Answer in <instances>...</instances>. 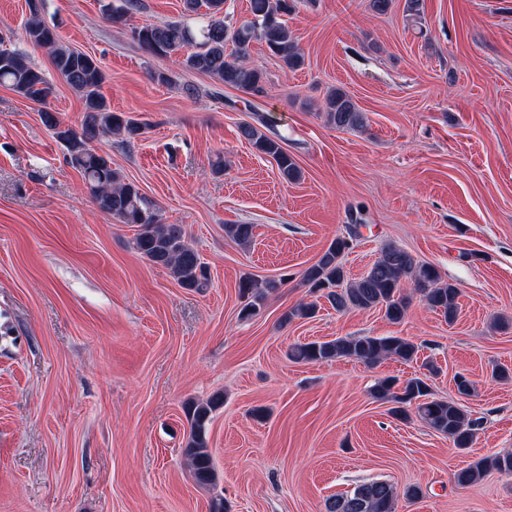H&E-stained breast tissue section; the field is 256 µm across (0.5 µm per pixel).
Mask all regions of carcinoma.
<instances>
[{
  "label": "carcinoma",
  "mask_w": 512,
  "mask_h": 512,
  "mask_svg": "<svg viewBox=\"0 0 512 512\" xmlns=\"http://www.w3.org/2000/svg\"><path fill=\"white\" fill-rule=\"evenodd\" d=\"M224 4L225 0H183L184 15L205 20L198 30H193L184 20L162 25L146 23L132 28V39L150 56L176 54L181 67L202 72L225 86L251 95L266 92L263 70L245 62L252 42L265 44L268 51L291 70L304 65V55L286 20L294 10L293 0H249L250 18L238 26L224 21ZM140 5V0H115L107 8L108 19L122 23L129 14L139 10ZM42 6L43 0H28L26 36L30 43L49 52L55 71L84 102L80 129L63 123L57 113L49 109L47 101L52 94L51 84L25 53L0 49V85L42 104V123L66 148L69 163L81 173L97 209L119 224L137 227L134 248L149 262L167 268L181 287L204 291L209 287L208 272L184 228L179 224L163 223L137 185L112 167V158L103 149L104 139L108 137H118L125 143L138 138L144 124L122 112L112 111L101 92L105 75L100 62L62 44L56 28L42 18ZM230 42L235 46V52L228 55L226 45ZM323 115L327 124L338 130L363 127V116L356 103L340 88L327 93ZM239 134L257 152L276 161L285 182L300 177L296 162L284 149L278 135H269L249 122L239 126ZM254 230L253 224L224 225L227 237L241 245L252 242ZM347 249V239L333 240L317 262L303 272V282L310 291L321 294L336 311L379 307L388 320L397 323L408 309L402 289L411 284L431 309L449 321L455 319L458 289L442 280L433 265L420 263L404 249L389 245L381 250L361 278L347 283L341 262ZM275 288L277 284L273 281L243 278L239 283V293L245 299L242 317L254 315L267 294ZM316 308L314 303H300L283 314L282 322L307 318ZM288 355L296 362L305 363L340 358L365 364L388 358L410 363L417 359L418 347L399 336H339L325 342L295 344ZM371 394L379 401L394 404L391 412L403 420L418 417L430 429L447 436L460 452L474 442L477 421L470 419L457 402L432 397L426 375L411 377L402 383L391 378L381 379L373 386ZM222 405L223 396L214 395L203 401H189L183 407L189 424L184 455L191 475L199 485H211L216 480L207 435L212 414ZM492 470L512 473V452L474 461L458 469L453 480L459 487H469ZM397 498L394 485L371 481L331 499L327 512H395Z\"/></svg>",
  "instance_id": "1"
}]
</instances>
